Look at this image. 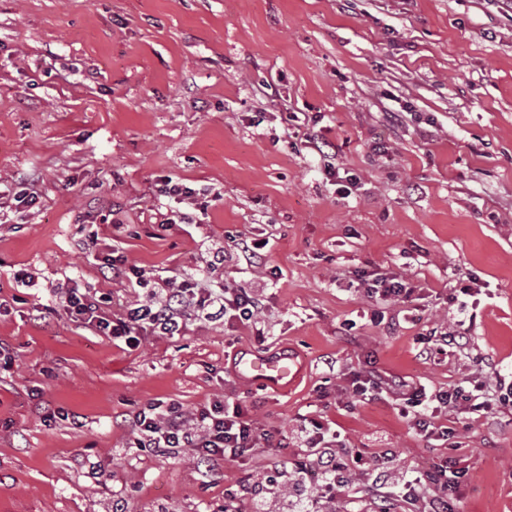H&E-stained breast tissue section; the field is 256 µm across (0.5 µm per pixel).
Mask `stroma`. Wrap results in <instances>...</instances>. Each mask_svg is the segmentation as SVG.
<instances>
[{
    "label": "stroma",
    "mask_w": 512,
    "mask_h": 512,
    "mask_svg": "<svg viewBox=\"0 0 512 512\" xmlns=\"http://www.w3.org/2000/svg\"><path fill=\"white\" fill-rule=\"evenodd\" d=\"M328 154L296 151L306 135ZM358 183L343 194L335 177ZM195 189L194 223L161 229ZM31 180L36 213L0 223V512H221L243 475L195 449L127 445L134 414L241 404L275 438L300 415L389 472L448 458L454 512H512V403L448 415L419 438L385 395L359 402L369 366L435 390L512 384V9L500 0H0V183ZM120 221L148 275L202 271L225 235L265 238L256 266L214 274L262 294L263 338L193 316L185 334L124 350L58 304L72 283L120 312L142 288L104 278L88 249ZM277 275H270V268ZM381 269L412 306L347 285ZM477 282V292L461 294ZM467 319L439 360L417 336ZM294 357L285 387L242 379L243 352ZM491 360L478 370L473 358ZM70 418L44 426V405Z\"/></svg>",
    "instance_id": "1"
}]
</instances>
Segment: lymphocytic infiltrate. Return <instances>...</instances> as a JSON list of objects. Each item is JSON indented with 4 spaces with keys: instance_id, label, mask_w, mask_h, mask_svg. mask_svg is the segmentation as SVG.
Returning <instances> with one entry per match:
<instances>
[{
    "instance_id": "obj_1",
    "label": "lymphocytic infiltrate",
    "mask_w": 512,
    "mask_h": 512,
    "mask_svg": "<svg viewBox=\"0 0 512 512\" xmlns=\"http://www.w3.org/2000/svg\"><path fill=\"white\" fill-rule=\"evenodd\" d=\"M97 260L102 273L144 288L143 300L109 313L103 308L105 296L75 284L67 288L62 305L74 319L131 349L151 334H180L193 309L205 312L207 319L241 327L256 326L265 311L263 295L211 278L186 274L177 279H148L144 270L129 263L115 245L100 252ZM355 283L364 296L383 304L408 305L414 300V287L393 272H365L356 276ZM350 385L353 398L361 402L385 392L397 396L404 402L403 414L409 417L416 434L428 441L447 439L448 427L441 424V416L459 409L480 416L489 405L481 394L459 388L430 392L422 385L383 378L373 369L354 374ZM292 437L299 448L291 464L294 476L300 478L313 470L319 477L315 493L292 499L282 495L281 472L261 475L248 470L254 450L274 447L275 442L241 405L217 400L187 414L175 404L155 402L134 416L129 444L134 448H193L202 461L218 457L246 467L243 482L224 492V512H267L271 499L280 500V512H324L325 503L348 488L357 471L382 459L378 453L368 460L357 457L344 447L336 432L305 415L300 416ZM451 489L444 462L430 472H401L391 480L379 478L372 512H395L401 499L419 503L421 512H449Z\"/></svg>"
}]
</instances>
